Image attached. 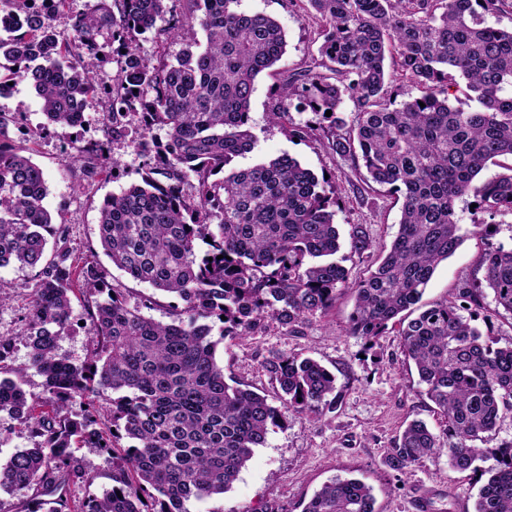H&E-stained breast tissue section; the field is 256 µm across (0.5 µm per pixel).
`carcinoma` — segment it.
<instances>
[{"mask_svg": "<svg viewBox=\"0 0 512 512\" xmlns=\"http://www.w3.org/2000/svg\"><path fill=\"white\" fill-rule=\"evenodd\" d=\"M33 2L0 0V30L10 33L0 38V56L11 63L0 74V95L10 82H30L47 123L71 128L84 124L82 109L100 95L112 138L128 135L131 114L145 132L166 130V142L143 147L141 182L105 196L98 232L115 267L181 305L171 306L170 322L156 321L129 306L124 289L109 285L96 265L68 263L66 239L47 256L58 229L44 205L43 172L4 139L12 117L0 113V268L42 266L21 330L0 336V412L38 438L0 465V490L25 485L47 497L84 482L91 463L75 449L88 443L116 454L112 488L73 506L60 496L53 512H189L187 502L226 493L288 414L334 410L336 385L319 361L288 355L266 365L279 405L231 386L215 358L213 324L231 342L269 319L296 332L350 288L349 334L370 347L399 324L405 360L444 423L440 435L421 420L408 424L389 466L402 470L444 454L451 468L487 476L474 512H512V441L486 447L512 413V344L497 345L463 314L484 286L512 314V248L486 250L485 285H464L460 302L402 316L414 312L439 264L464 241L457 201L512 213V165L477 180L488 165L512 159V30L483 19L512 10V0H307L324 26L320 60L293 74L272 70L286 52L279 23L238 11L239 0H188L189 9L170 19L169 0H90L64 46ZM196 27L204 42L174 63L139 53L138 36L148 31L175 39ZM101 38L120 67L113 87L100 93L84 59L98 54ZM265 72L276 79L270 124L323 139L334 159H362L369 178L401 200L398 235L358 282L328 260L340 249L334 192L287 154L232 166L255 148L251 97ZM397 75L418 94L397 101ZM462 83L477 107L450 105L449 89ZM294 99L327 122L322 135L295 122ZM346 99L354 107L349 123L341 116ZM84 161L89 176L108 164L81 147L65 155L70 167ZM350 239L360 256L373 248L360 224ZM77 290L93 330V350L78 365L56 352ZM18 341L45 378L43 402L28 399L23 374L9 365ZM106 390L109 423L91 412L68 414L72 398ZM487 455L496 465L485 471L476 461ZM374 504L363 481L335 479L302 512H375Z\"/></svg>", "mask_w": 512, "mask_h": 512, "instance_id": "cac0c4a2", "label": "carcinoma"}]
</instances>
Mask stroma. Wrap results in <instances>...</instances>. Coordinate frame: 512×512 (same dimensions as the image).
Segmentation results:
<instances>
[{"label": "stroma", "mask_w": 512, "mask_h": 512, "mask_svg": "<svg viewBox=\"0 0 512 512\" xmlns=\"http://www.w3.org/2000/svg\"><path fill=\"white\" fill-rule=\"evenodd\" d=\"M239 9L271 16L281 25L287 39L282 67L299 72L318 58L320 23L309 13L306 0H241ZM272 85V79L264 74L255 82L251 125L258 142L251 153L235 158L234 165L248 168L287 154L315 176L327 178L339 199L335 222L340 254L350 281H358L366 276L373 258L395 239L400 204L388 188L365 184L352 161L333 159L319 142L294 141L285 129L269 124L266 112ZM0 112L15 116V124L8 129L10 140L29 148L44 173L45 205L57 226L64 229L73 261L97 263L109 284L126 289L130 305L140 307L145 316L168 321V298L150 305L155 290L114 267L98 240L100 201L140 180L142 151L133 139L106 142L104 104L97 98L89 101L83 126L46 124L41 101L25 81L0 98ZM75 142L106 143L118 167H104L88 177L79 167L64 166L62 158ZM457 211L467 236L437 268L424 302L455 300L463 283L481 279L479 260L489 246L512 247V213L493 214L467 202L459 203ZM356 224L363 225L373 242L370 256L362 258L351 251L349 233ZM485 224L490 225V233L482 232ZM39 273L36 267L0 269V336L15 335L20 329ZM353 309L354 294L346 289L326 316L310 317L298 333H288L270 322L234 345L218 341L216 360L226 376L265 395L270 402H277L279 390L265 364L294 354L314 358L327 367L336 377L340 400L334 412L292 415L282 426L271 428L265 444L255 449L231 489L220 496L189 502L190 512H301L324 483L350 477L372 486L376 512H415L414 502L422 495L431 499L432 512H473L481 483L472 471L450 468L447 457L427 459L402 471L388 466V452L407 423L420 419L435 432L440 423L415 370L405 361L400 336L390 330L374 347H366L360 337L347 332ZM88 319L83 298L74 297L69 325L58 341L61 358L78 364L88 357L93 348ZM76 455L92 462L93 469L86 482L71 487L68 496L72 502L111 489L110 454L86 446L77 449Z\"/></svg>", "instance_id": "stroma-1"}]
</instances>
